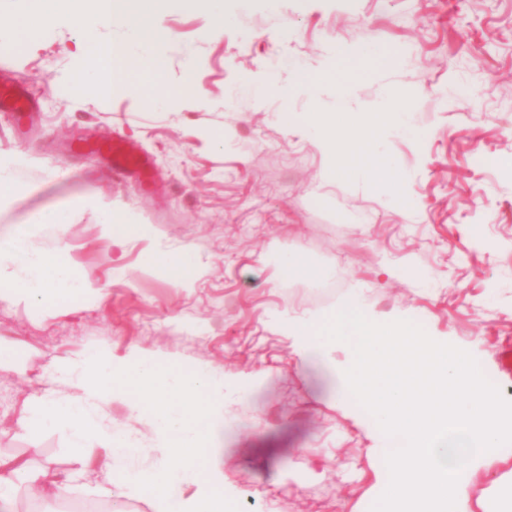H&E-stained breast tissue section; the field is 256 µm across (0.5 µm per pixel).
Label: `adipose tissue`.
<instances>
[{
    "label": "adipose tissue",
    "instance_id": "adipose-tissue-1",
    "mask_svg": "<svg viewBox=\"0 0 512 512\" xmlns=\"http://www.w3.org/2000/svg\"><path fill=\"white\" fill-rule=\"evenodd\" d=\"M100 223L105 236L115 246L149 234L147 225L136 223L127 213L109 204L100 208ZM88 289L87 283L73 276L61 254L34 247L29 225H18L7 241H0V301L24 299L48 303ZM21 484L28 485L37 498L48 503L68 491L70 475L54 468L34 470L27 462L0 458V512H6L12 494Z\"/></svg>",
    "mask_w": 512,
    "mask_h": 512
}]
</instances>
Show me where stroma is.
Returning <instances> with one entry per match:
<instances>
[{
    "instance_id": "1",
    "label": "stroma",
    "mask_w": 512,
    "mask_h": 512,
    "mask_svg": "<svg viewBox=\"0 0 512 512\" xmlns=\"http://www.w3.org/2000/svg\"><path fill=\"white\" fill-rule=\"evenodd\" d=\"M227 11L220 35L200 7L163 16L174 38L148 50L162 61L165 94L154 99L133 85L74 93L80 33L66 20L22 47L0 44V69L37 100L24 125L0 112V159L16 162L0 239L33 225L34 246L66 250L91 286L51 306L0 302V344L19 366L0 372V456L72 472L59 512L111 504L104 451L88 445L75 470L68 431L17 421L47 389L67 397L58 363L104 346L117 358L140 352L228 380L251 376L225 400L210 457L238 512H370L383 479L362 408L340 407L329 371L294 353L287 315L355 299L379 318L422 322L428 335L471 344L512 398V373L499 367L512 348V0H230ZM339 47L352 52L341 76L351 96L339 104L327 85L319 108L341 133L348 113L371 110L365 141L388 161L387 176L332 167L292 86L294 74L323 75ZM399 102L408 111L388 112ZM115 131L151 157L160 190L82 151ZM102 201L148 225L149 237L113 249ZM50 207L69 208L65 228L39 223ZM156 248L199 268L191 287L145 262ZM282 251L307 253L322 277L283 279ZM96 417L139 433L143 449L124 468L158 465L147 418L120 400Z\"/></svg>"
}]
</instances>
